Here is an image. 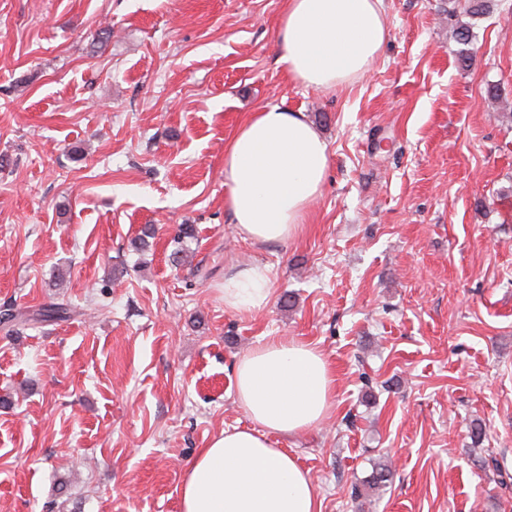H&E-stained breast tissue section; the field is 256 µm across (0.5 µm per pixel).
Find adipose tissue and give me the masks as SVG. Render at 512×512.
I'll list each match as a JSON object with an SVG mask.
<instances>
[{
  "instance_id": "ef3b65f1",
  "label": "adipose tissue",
  "mask_w": 512,
  "mask_h": 512,
  "mask_svg": "<svg viewBox=\"0 0 512 512\" xmlns=\"http://www.w3.org/2000/svg\"><path fill=\"white\" fill-rule=\"evenodd\" d=\"M383 0H286L277 35L288 78L315 90L369 71L387 36ZM328 145L309 117L277 105L252 113L224 152V205L242 240L269 244L301 231L326 181ZM272 292L267 265L224 277V307L250 312ZM240 408L252 428L228 430L201 449L185 478L181 512H318L308 473L271 435L294 436L331 412L335 377L314 346L274 338L234 368Z\"/></svg>"
}]
</instances>
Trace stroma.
Instances as JSON below:
<instances>
[{
    "instance_id": "obj_1",
    "label": "stroma",
    "mask_w": 512,
    "mask_h": 512,
    "mask_svg": "<svg viewBox=\"0 0 512 512\" xmlns=\"http://www.w3.org/2000/svg\"><path fill=\"white\" fill-rule=\"evenodd\" d=\"M283 7L0 0V306L75 311L0 326V512H180L201 448L251 425L236 361L274 336L334 372L330 417L271 438L319 512H512V0L475 19L384 0L380 59L329 91L285 74ZM267 105L331 155L273 245L224 207V149ZM253 263L268 305L225 310V274ZM378 464L385 490L354 497ZM74 310L64 303H44L24 309H14L10 306L0 311V323L12 327H25L43 323L66 321L73 315Z\"/></svg>"
}]
</instances>
